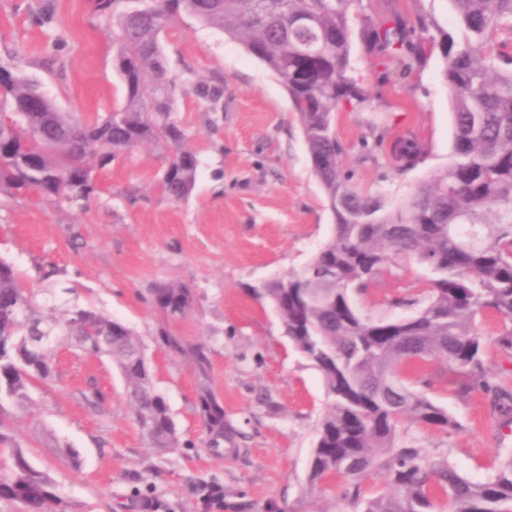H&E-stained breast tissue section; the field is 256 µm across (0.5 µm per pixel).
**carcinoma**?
Returning <instances> with one entry per match:
<instances>
[{
  "label": "carcinoma",
  "mask_w": 512,
  "mask_h": 512,
  "mask_svg": "<svg viewBox=\"0 0 512 512\" xmlns=\"http://www.w3.org/2000/svg\"><path fill=\"white\" fill-rule=\"evenodd\" d=\"M357 0H95L112 20V47L126 87L124 106L102 119L74 121L30 79L0 66V190L30 191L57 204H76L98 192L94 167L144 143L173 149L161 190L178 200L192 191L198 167L186 129L170 117L183 82L169 75L159 35L182 14L240 41L287 90L312 169L334 217V235L299 272L263 284L258 295L278 313L286 336L321 372L331 398L318 429L309 478H346L345 496L360 512H512V453L482 482L438 462L402 439L404 425L449 431L456 425L399 372L439 361L461 377L458 393L483 382L493 402L512 401V387L492 380L477 319L496 313L512 321V57L493 55L487 43L512 29V0H447L462 39L420 18L409 24L393 13L364 26L370 51L383 67L404 75L421 66L425 49L438 48L452 106L451 162L445 172L415 185L390 205L382 191L352 182L334 131L341 107L368 111L371 93L355 76L351 17ZM435 28L437 35L423 34ZM422 145L395 138L387 167L415 168ZM402 259L430 269L412 315L395 320L362 314L353 299ZM40 290L29 287L0 259V409L23 404L30 389L55 377L61 349L110 358L124 381L134 421L149 447H180L165 396L153 381L144 348L126 324L75 301L44 315ZM154 301L182 317L192 299L186 288L161 285ZM171 351L189 352L199 366L203 347L161 336ZM208 432L224 436V409L200 397ZM0 418V501L24 512H73L55 480L6 433ZM381 473L389 492L364 497L362 484Z\"/></svg>",
  "instance_id": "carcinoma-1"
}]
</instances>
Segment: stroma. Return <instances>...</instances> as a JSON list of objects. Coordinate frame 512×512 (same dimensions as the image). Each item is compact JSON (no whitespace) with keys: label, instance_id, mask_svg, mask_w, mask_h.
Returning <instances> with one entry per match:
<instances>
[{"label":"stroma","instance_id":"obj_1","mask_svg":"<svg viewBox=\"0 0 512 512\" xmlns=\"http://www.w3.org/2000/svg\"><path fill=\"white\" fill-rule=\"evenodd\" d=\"M46 8L51 23L36 25ZM393 10L447 30L454 26L446 0H360L353 28L358 32L364 18ZM56 39L65 44L58 56L51 49ZM160 41L170 75L184 82L172 115L199 160L190 195L175 200L162 192L159 180L172 153L152 143L117 154L98 173L99 194L81 205L0 191V258L28 286L76 288L81 304L133 329L182 446L164 454L148 448L119 370L107 357L74 349L61 352L52 382L34 387L25 407L5 405L0 418L75 512H357L343 495L344 479L308 478L330 400L320 371L294 349L275 310L255 293L266 281L302 270L334 233L297 115L276 76L223 31L186 14ZM352 58L373 100L368 113L336 112L343 160L356 184L381 186L396 203L451 160L444 63L435 51L412 74L393 70L382 82L358 35ZM0 65L37 79L77 120L107 115L125 102L112 24L95 14L93 0H0ZM199 83L222 87L218 108L197 95ZM373 118L391 135L417 138L422 163L389 173L382 152L363 156ZM428 277L423 266L403 260L354 299L371 318H403ZM162 284L190 290L185 316H168L154 304L153 291ZM503 323L489 314L477 327L489 342L487 368L508 382L512 354L492 344ZM164 330L202 345L206 367L166 349ZM431 370L427 394L458 426L446 432L412 425L407 436L431 458L482 481L512 453V427H502L490 393L460 396L441 364ZM204 387L224 409V437L217 443L199 411ZM96 391L105 397L100 409L91 404ZM70 448L78 462L67 456ZM211 486L222 489V502L204 504Z\"/></svg>","mask_w":512,"mask_h":512}]
</instances>
